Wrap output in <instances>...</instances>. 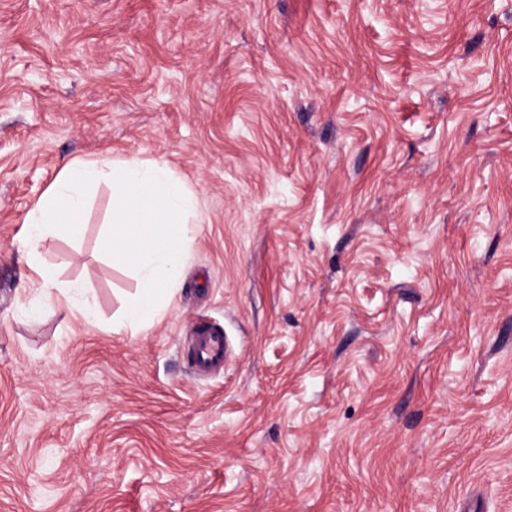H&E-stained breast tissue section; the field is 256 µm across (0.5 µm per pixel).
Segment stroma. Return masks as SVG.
<instances>
[{
    "label": "stroma",
    "instance_id": "1",
    "mask_svg": "<svg viewBox=\"0 0 512 512\" xmlns=\"http://www.w3.org/2000/svg\"><path fill=\"white\" fill-rule=\"evenodd\" d=\"M75 159L192 190L163 316ZM82 281L89 325L37 287ZM232 343L197 375L198 326ZM512 512V0H0V512Z\"/></svg>",
    "mask_w": 512,
    "mask_h": 512
}]
</instances>
